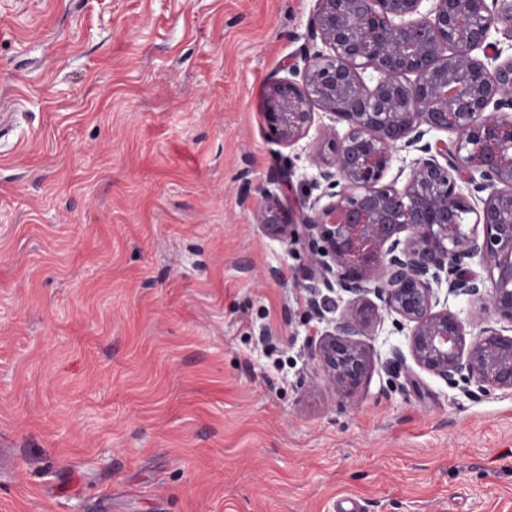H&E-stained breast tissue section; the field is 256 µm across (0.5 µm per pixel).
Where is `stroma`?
Returning <instances> with one entry per match:
<instances>
[{
	"label": "stroma",
	"mask_w": 512,
	"mask_h": 512,
	"mask_svg": "<svg viewBox=\"0 0 512 512\" xmlns=\"http://www.w3.org/2000/svg\"><path fill=\"white\" fill-rule=\"evenodd\" d=\"M317 0H0V512H512V391L308 356ZM285 211L281 208L277 200L268 202V204L256 214V219L259 224H264L267 229L271 230L274 234L279 235L282 239L288 241V236L291 237L296 224L292 223Z\"/></svg>",
	"instance_id": "1"
}]
</instances>
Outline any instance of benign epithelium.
<instances>
[{
  "mask_svg": "<svg viewBox=\"0 0 512 512\" xmlns=\"http://www.w3.org/2000/svg\"><path fill=\"white\" fill-rule=\"evenodd\" d=\"M318 0L311 38L325 50L271 88L266 119L279 141L306 137L318 108L345 123L317 128L329 156L318 177L333 202L302 219L309 239L308 308L324 317L320 286L348 296L309 357L343 398L374 370L362 337L395 317L411 357L467 394L512 390V56L487 54L491 29L512 33L507 0ZM480 50L484 58L474 55ZM432 131L452 144L424 141ZM415 147L406 183L382 184L394 152ZM481 193L480 205L462 184ZM282 239L294 232L278 201L256 214ZM478 258L488 278L468 265ZM479 307L464 322L441 296ZM380 304H375L374 300Z\"/></svg>",
  "mask_w": 512,
  "mask_h": 512,
  "instance_id": "1",
  "label": "benign epithelium"
}]
</instances>
